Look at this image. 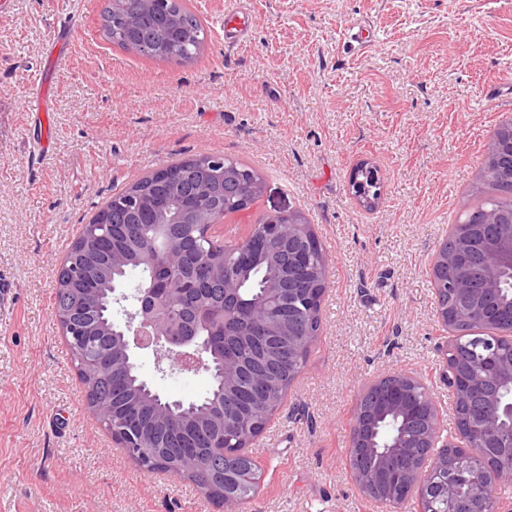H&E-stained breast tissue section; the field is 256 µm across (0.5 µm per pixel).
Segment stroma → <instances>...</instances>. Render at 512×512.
Returning <instances> with one entry per match:
<instances>
[{"label": "stroma", "mask_w": 512, "mask_h": 512, "mask_svg": "<svg viewBox=\"0 0 512 512\" xmlns=\"http://www.w3.org/2000/svg\"><path fill=\"white\" fill-rule=\"evenodd\" d=\"M107 0H0V512H225L190 481L127 459L87 406L55 309L57 272L98 209L176 159L223 154L264 190L228 216L238 242L265 214L300 212L328 263L321 326L280 409L253 441L259 492L239 512H377L348 462L364 384L409 372L458 437L449 333L433 255L476 200L487 149L512 120V0H250L242 47L224 44L238 0H184L207 36L189 64L152 60L100 33ZM70 25L53 86L49 154L26 104L55 31ZM370 26L365 49L347 31ZM377 169L372 207L354 197ZM171 400L206 373H158Z\"/></svg>", "instance_id": "obj_1"}]
</instances>
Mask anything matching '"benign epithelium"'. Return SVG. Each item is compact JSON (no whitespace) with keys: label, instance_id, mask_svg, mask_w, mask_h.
I'll return each mask as SVG.
<instances>
[{"label":"benign epithelium","instance_id":"7a95c632","mask_svg":"<svg viewBox=\"0 0 512 512\" xmlns=\"http://www.w3.org/2000/svg\"><path fill=\"white\" fill-rule=\"evenodd\" d=\"M508 173L512 180V123L498 129L487 151L484 174L492 178ZM449 241L443 243L431 262L432 277L441 282L444 291L456 298L455 305L437 306V318L441 327L463 331L472 323L470 313L491 295L502 293V285L512 281V213L489 211L473 224H456ZM306 225L293 220L288 228L281 224H268L258 237L247 236L239 246L237 262H247L255 251L279 240L288 248V269L294 278L307 270L310 252L306 243ZM94 251L84 247L77 258L61 266L59 273L65 274L72 288L80 287L82 278L89 273ZM154 288H136L132 298L136 305L124 311L125 320H112L114 334L120 337L126 360L134 359L137 351L152 352L159 370L175 359L180 368L189 372L204 371L213 374L210 363V346L198 339L194 331L177 332L166 330L158 322L153 295ZM279 299L286 302L281 308L267 312L268 330L271 337L268 347H288L292 356L310 346V340L297 336V313L293 311L292 298L297 288H278ZM128 294L113 288L109 305H122L129 301ZM485 351L484 363L473 365L465 371L454 361L457 349L448 348V387L466 405V412L457 417L461 438L468 439L478 433L483 441L478 445H460L442 437L438 425V409L433 400L426 404H415L411 400L406 384L415 383L413 376L393 373L368 383L352 418L349 435L348 457L352 475L361 491L372 500L399 509L413 491L419 498L428 499L431 492L441 503L437 512H508V509L490 498V487L495 483L512 480V462L489 471L474 463L477 450L492 448L501 434H512V397H505L500 389L512 388V351L504 357L500 353L499 341L478 338ZM282 355L271 352L261 354L250 361L238 363L232 370H224V389L248 391L260 382L274 381L282 370ZM404 416V423L414 427L415 433L401 432L392 442L384 444L381 454L387 458L403 455L409 448H442L451 458L449 467L423 469L426 453L413 457L412 464L400 469L387 463L382 467L363 470L355 463L370 448L377 447L376 437L382 421L390 413ZM117 447L125 450L133 461H138L142 444L137 435L125 430L112 433ZM240 461L235 470H224V506L235 510L245 502L241 498L240 477L252 462L244 451H239Z\"/></svg>","mask_w":512,"mask_h":512}]
</instances>
